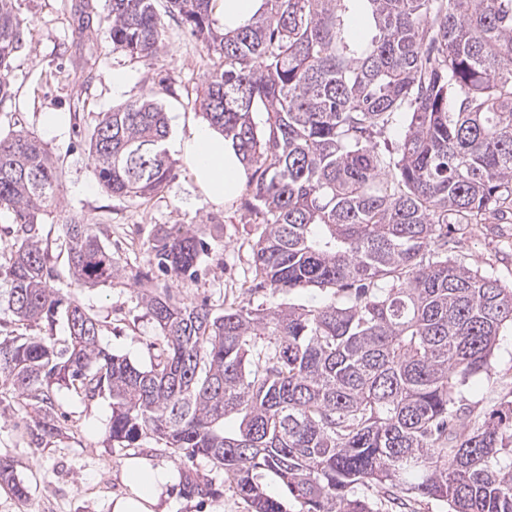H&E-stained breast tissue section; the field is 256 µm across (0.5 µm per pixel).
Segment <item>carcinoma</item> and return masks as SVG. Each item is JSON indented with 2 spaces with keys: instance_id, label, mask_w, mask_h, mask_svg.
Instances as JSON below:
<instances>
[{
  "instance_id": "carcinoma-1",
  "label": "carcinoma",
  "mask_w": 512,
  "mask_h": 512,
  "mask_svg": "<svg viewBox=\"0 0 512 512\" xmlns=\"http://www.w3.org/2000/svg\"><path fill=\"white\" fill-rule=\"evenodd\" d=\"M0 0V101L29 24ZM157 0H109L112 50L158 54ZM218 54L200 107L254 168L263 216L254 276L272 292L315 287L321 306L239 304L215 314L168 288L140 299L161 332L141 367L100 345L71 300L68 336L0 338V383L36 412L32 442L55 437V385L112 397L110 438H154L224 469L251 512H288L258 475L275 476L298 512H374L360 485L445 501L448 512H512V399L462 403L490 374L512 327V288L445 252L450 224L512 214V0H264L221 32L217 0H167ZM266 113L263 129L253 121ZM392 144L378 138L398 121ZM168 124L152 97L107 112L90 139L99 183L145 198L168 180ZM58 167L35 137H0V207L15 242L0 265V307L17 322L54 316L43 220ZM75 282L118 268L93 225H63ZM204 242L191 228L154 235L164 273L190 277ZM428 261H423L424 255ZM0 485L26 494L0 460Z\"/></svg>"
}]
</instances>
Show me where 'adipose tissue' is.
<instances>
[{
	"instance_id": "obj_1",
	"label": "adipose tissue",
	"mask_w": 512,
	"mask_h": 512,
	"mask_svg": "<svg viewBox=\"0 0 512 512\" xmlns=\"http://www.w3.org/2000/svg\"><path fill=\"white\" fill-rule=\"evenodd\" d=\"M194 180L212 202L233 201L248 179V168L231 139L206 124L190 126L182 138ZM122 491L108 501L109 512H170L169 490L178 473L173 465L128 458L118 474Z\"/></svg>"
}]
</instances>
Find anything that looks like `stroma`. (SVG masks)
Listing matches in <instances>:
<instances>
[{
  "label": "stroma",
  "instance_id": "obj_1",
  "mask_svg": "<svg viewBox=\"0 0 512 512\" xmlns=\"http://www.w3.org/2000/svg\"><path fill=\"white\" fill-rule=\"evenodd\" d=\"M17 11L30 25L28 46L11 62V95L0 101V135L25 129L41 142L62 169L56 210L45 218L44 243L51 270L49 284L76 299L99 326L101 345L109 352L146 366L161 351L160 332L140 301L142 284L168 287L185 303L204 304L223 312L233 304L251 306L321 305L319 289L272 294L256 287L255 243L262 217L250 207L249 191L229 205L206 198L193 180L180 136L203 122L196 99L216 60L185 30L179 16L164 15L165 48L157 55L133 59L113 52L104 29L106 0H17ZM95 25L77 39L72 35L83 16ZM123 73L125 90L112 89V76ZM154 96L167 114L166 149L172 175L158 193L145 198H118L102 187L93 171L88 145L103 113L126 102ZM56 113L60 130L43 127L45 113ZM73 219L94 225L112 251L120 274L103 286H78L69 271L61 226ZM181 224L206 242L197 275L170 278L151 264L149 246L157 229ZM448 256L512 287V223L471 224L448 232ZM512 385V329L504 328L493 358L492 376H478L464 387V402L490 408L501 388ZM54 416L59 433L47 443L31 444L34 414L12 390L0 387V459L9 460L27 489L18 497L0 485V512H104L112 494L121 489L118 470L126 458L153 457L173 464L212 484L211 494L174 492L173 512H251L222 468L206 458L183 461L180 452L151 438L138 448L114 447L109 438L112 399L108 392L87 397L73 388L55 387ZM359 495L376 512H448L428 498L397 499L371 486Z\"/></svg>",
  "mask_w": 512,
  "mask_h": 512
}]
</instances>
